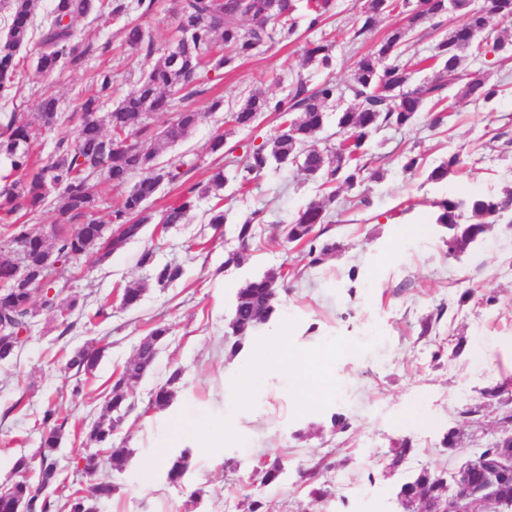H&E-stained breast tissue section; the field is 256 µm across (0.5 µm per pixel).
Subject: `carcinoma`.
Here are the masks:
<instances>
[{
  "label": "carcinoma",
  "instance_id": "carcinoma-1",
  "mask_svg": "<svg viewBox=\"0 0 512 512\" xmlns=\"http://www.w3.org/2000/svg\"><path fill=\"white\" fill-rule=\"evenodd\" d=\"M41 0H11V24L5 36H0V92L8 88L17 75L20 60L18 52L26 46L34 25L40 27V48L36 57L38 72L49 75L65 67H78L95 53H105L108 45L99 48L84 42L76 33L78 19L119 17L126 13V0H52L51 9L40 15ZM495 15L472 14L456 17L448 12V0H433L430 17H447L454 21L448 34L435 46L430 59L435 61L437 72L432 78L418 83L413 81L414 64L405 57L409 33L421 27L417 18H411L401 27L391 30L378 48L360 56L349 80H327L315 90H308L307 81L300 77L292 88L288 104L275 101L262 94H252L229 108L228 122L243 128L249 127L265 112H275L281 123H291L293 132L275 135L247 152L245 159L237 163L235 180L238 191L247 193L253 180L271 164L288 167L294 158L297 142L310 145L303 166L296 168L305 178L336 182L350 192L346 201L368 204L366 190L362 189L366 155V142L372 132L382 126L401 129L413 123L423 107L431 106L432 124L436 127L447 118V91L457 87V96L475 103L489 104L498 95L497 85L488 78L472 76L463 66L467 56L474 58L488 53H508L512 43L495 39L488 42L483 34L492 22H512V0H494ZM334 8L332 0H308V28L322 24ZM398 10L397 0H388L380 6V0H372L370 9L356 20L354 36L363 37L373 31L379 19ZM296 11L294 0H179L177 30L184 34L179 39L181 47L178 59H173L168 49L156 46L145 36L140 26L127 30V44L152 60L148 71L127 94L99 119H87L85 115L99 111L100 99L112 90V74L102 69L94 77L98 91L85 98L81 104L83 115L70 117L72 129L56 137L54 155L43 163L35 156L34 147L50 136L60 124L59 101L49 93L41 96L38 119L29 120L20 112L0 114V155L10 163L9 173L0 176V239L8 241L16 234L19 221L36 218L50 199L58 201L59 212L69 215L78 225L74 232H53L51 240L42 235L29 233L31 258L38 262L45 251L53 249L61 262V268L48 269L42 287L60 289L68 284V267L82 257L94 254L104 263L112 254L122 250L129 242L139 238L154 217L147 202L164 180L171 185L183 184L184 178L196 167V160L183 154L160 166L157 157L163 149L185 139L196 127L199 114L194 110L181 112L177 121L162 129L148 125L147 119L157 112H165L171 106L170 95L174 90L184 92L189 98L202 93L201 85L209 73L220 75L226 68L260 51L273 40L268 19L273 15L282 18V33L290 37L296 32L292 14ZM333 45L321 41L305 51L306 61L324 69L332 65ZM335 112L336 128L345 135V145L335 148L318 147L315 136L327 120V111ZM134 136L144 142H154L146 149L113 147L121 137ZM460 163V156L452 154L448 160L435 167L429 175L434 182L448 178ZM137 173L144 177L136 182L120 204L111 211V223L126 224L136 220L126 234L103 247L97 217L99 207L98 186L109 184L121 187ZM224 166L212 169L207 184H193L188 193L167 207L159 223L184 224L193 206L194 198L206 197L211 190L224 187ZM339 196L332 191L321 200H311L297 211L291 223L284 225L282 233L291 243L309 245L310 263L319 264L336 251V243L318 242L316 226L328 224L330 205ZM512 203V188L499 194H472L465 199L445 197L433 202L437 212L435 224L442 228V242L450 257H458L481 242L488 231L487 225L498 224L505 218L507 203ZM184 274L179 264L157 266L153 278L160 286L173 284ZM283 273L270 269L263 274L246 279L236 291L232 309L229 335L234 338L231 354H236L242 340L252 335L276 313L279 297L271 296V290H279ZM63 303H75L77 299L62 297ZM58 301V302H60ZM58 302L45 300L38 306H26L27 299L12 295L11 307L0 310V360L11 359L18 350L12 336L27 326L35 309H55ZM167 329L157 327L140 344L136 354L126 362L120 378L112 387L107 402V415L96 422L86 435V443L94 445L102 457L81 452L82 473L87 480L93 499L87 500L82 490L71 491L57 469L53 455L57 450L62 426L57 424L56 411L48 409L43 415L46 428L40 442V471L37 482L27 479L30 462L25 457L16 460L13 480L0 496V512H13L16 502H27L32 512H50L54 500L42 495L51 488L65 494L61 508L66 512H96L97 506L112 499L117 487L112 482V472L122 471L129 451L112 441V435L122 419V412H130L123 388L141 379L154 365L157 338L166 335ZM102 351L83 349L70 356L66 367L80 376H91L100 361ZM181 372L173 371L156 393L154 405L163 408L170 404L180 389ZM395 454L390 465L398 466L413 451V442L404 437L393 443ZM474 464L480 468L512 467L511 460L501 459L495 447L479 450ZM192 467V452L183 450L173 456L167 469V478L173 484L183 485ZM283 460L271 454L254 475L261 483L277 482L283 473ZM439 471L423 469L400 486L398 495L408 505V512H424L428 500L444 494L445 485L437 476Z\"/></svg>",
  "mask_w": 512,
  "mask_h": 512
}]
</instances>
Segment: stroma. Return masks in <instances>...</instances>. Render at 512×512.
<instances>
[{
	"instance_id": "stroma-1",
	"label": "stroma",
	"mask_w": 512,
	"mask_h": 512,
	"mask_svg": "<svg viewBox=\"0 0 512 512\" xmlns=\"http://www.w3.org/2000/svg\"><path fill=\"white\" fill-rule=\"evenodd\" d=\"M335 3V16L311 31L307 0H298L293 36L276 37L268 49L226 69L201 95L185 100L172 92L171 111L155 114L154 127H164L183 110L206 118L166 149L163 159L190 154L197 162L192 182L206 181L218 161L209 149L216 133L225 134L226 148L242 158L271 138L279 124L277 114L269 112L251 128L230 129L223 112L210 111L214 99L230 106L259 91L284 100L300 77L313 87L328 78L345 81L360 55L404 23L401 15L383 16L374 32L358 39L357 0ZM174 10L175 0H156L148 14L134 8L116 19L78 20L80 37L107 45V53L48 76L35 68L39 40L31 38L20 52L24 63L13 84L0 94V112L36 118L39 95L46 90L57 96L63 114L77 112L103 68L112 72L113 101H120L150 65L125 43L124 26L140 25L164 46L175 35ZM325 38L334 43V65L328 70L305 61L309 44ZM465 64L499 84L496 99L483 105L452 95L446 124L431 127L424 110L407 127L374 134L367 154L384 178L366 184L370 207L340 201L332 207L324 237L337 249L321 264H310L305 247L274 237L272 229L291 222L310 200L328 195L331 185L297 180L289 169H269L241 194L229 166L223 189L196 200L186 223L161 232L147 225L108 263L92 255L81 258L70 271L78 307L66 315L37 311L26 343L9 362H0V486L9 483L19 457L39 468L41 422L49 408L67 421L56 465L68 481L79 482L75 431L90 429L100 418L123 366L159 326L168 333L154 368L127 387L134 409L114 436L131 457L124 471L113 472L118 492L100 512H244L251 499L262 500L266 512H401L397 491L421 469L453 472L475 459L478 448L499 436L498 420L507 408L503 402H483L480 392L499 380L502 370L512 369V229L492 225L481 244L451 259L433 222L432 203L450 194L463 198L512 187V60L491 53ZM453 153L460 156L458 168L445 182H432L430 172ZM410 154L419 156L420 164L407 171L403 164ZM219 200L229 221L217 231L208 219ZM250 216L255 219L251 246L239 269H224L225 254L238 247L236 226ZM146 252L155 263L180 264L183 277L159 287L150 267L139 263ZM278 268L288 276L279 306L280 317L290 321L287 338L277 337L271 322L231 354L225 336L237 288L246 277ZM133 282L144 285L142 299L135 307H122L115 296ZM439 309L443 317L422 333L423 322ZM487 340L501 345L491 366L476 352ZM460 342L465 348L458 354L454 348ZM87 346L102 348L103 356L76 397L66 357ZM257 349L268 356L285 349L322 358L325 366L312 373L311 382L323 399L306 404L292 393L287 377L272 372L240 390L236 379ZM176 369L182 372L192 419L224 422L220 454L194 451L185 488L170 483L157 463L168 451L156 445L162 412L152 406L156 390ZM473 406L480 414L476 422H465L461 412ZM335 414L346 417V428L332 425ZM452 427L463 433L453 452L440 444ZM405 436L415 449L398 468H389L387 452L394 439ZM273 453L284 458L286 473L277 484H260L252 471ZM321 461L327 467L318 480L333 494L318 500L298 472ZM193 489L204 492L197 507L189 502Z\"/></svg>"
}]
</instances>
